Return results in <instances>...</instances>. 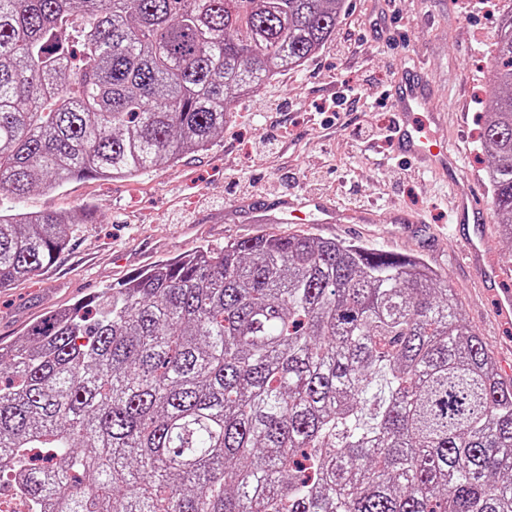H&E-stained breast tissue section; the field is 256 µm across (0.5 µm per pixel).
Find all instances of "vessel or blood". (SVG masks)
Here are the masks:
<instances>
[{
    "label": "vessel or blood",
    "mask_w": 512,
    "mask_h": 512,
    "mask_svg": "<svg viewBox=\"0 0 512 512\" xmlns=\"http://www.w3.org/2000/svg\"><path fill=\"white\" fill-rule=\"evenodd\" d=\"M392 106V143L398 155L414 160L419 169L436 176L446 175L448 170L456 168L457 162L448 148L444 134L442 115L434 107L426 84L418 74L400 77ZM244 206L250 210L262 209L284 218L304 208L315 209L321 214L329 209L328 204L310 195L300 202L285 198L272 202L255 198L245 201ZM464 244L465 258L472 265L481 267L485 277H495V270L484 265V239L468 236Z\"/></svg>",
    "instance_id": "vessel-or-blood-1"
}]
</instances>
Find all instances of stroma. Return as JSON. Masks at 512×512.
I'll return each mask as SVG.
<instances>
[{"label": "stroma", "instance_id": "obj_1", "mask_svg": "<svg viewBox=\"0 0 512 512\" xmlns=\"http://www.w3.org/2000/svg\"><path fill=\"white\" fill-rule=\"evenodd\" d=\"M502 0H346L334 38L298 69L277 76L234 114L209 150L184 156L134 181L83 180L37 189L20 209L70 213L93 209L56 261L0 290V340L23 337L50 310L77 304L155 262L198 247L258 234L309 233L355 240L422 258L453 286L466 324L482 338L504 377L512 378V320L494 293L461 260L450 216L471 183L485 190L488 159L481 128L493 98L487 80ZM423 59L434 104L448 117V145L459 168L441 181L394 154L387 135L396 76ZM269 199L313 194L333 202L331 223L258 221L239 211L235 181ZM421 224H400L401 207ZM372 209L373 224L347 213Z\"/></svg>", "mask_w": 512, "mask_h": 512}]
</instances>
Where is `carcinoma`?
I'll use <instances>...</instances> for the list:
<instances>
[{"mask_svg":"<svg viewBox=\"0 0 512 512\" xmlns=\"http://www.w3.org/2000/svg\"><path fill=\"white\" fill-rule=\"evenodd\" d=\"M346 0H0V190L208 149ZM480 140L512 242V5ZM94 211L0 209V289ZM29 512H512V379L422 259L260 234L159 261L0 343V475Z\"/></svg>","mask_w":512,"mask_h":512,"instance_id":"obj_1","label":"carcinoma"}]
</instances>
